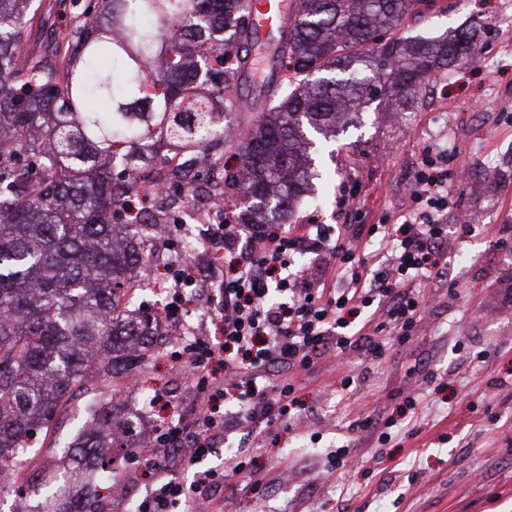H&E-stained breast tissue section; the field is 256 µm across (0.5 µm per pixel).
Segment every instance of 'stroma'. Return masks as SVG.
I'll return each mask as SVG.
<instances>
[{
	"instance_id": "1",
	"label": "stroma",
	"mask_w": 512,
	"mask_h": 512,
	"mask_svg": "<svg viewBox=\"0 0 512 512\" xmlns=\"http://www.w3.org/2000/svg\"><path fill=\"white\" fill-rule=\"evenodd\" d=\"M21 55L53 59L69 27L97 9V0H35ZM477 24L478 57L439 71L416 102L399 113L371 103L330 142L331 180L314 183L312 199L290 217L294 224H390L409 207L406 188L423 146L448 148L450 237H459V211L481 225L450 259V276L433 280L430 314L405 344L380 360L342 363L315 359L294 395L300 418L273 427L254 457L265 476L264 497L245 475L234 493L218 496L224 512H512V248L497 246L499 225H512V0H423L402 35L439 36ZM448 112V128L435 115ZM354 207L340 212V192ZM178 347L158 345L136 387L117 382L126 397L114 421L135 417L140 392L158 396L141 434L190 414L193 407ZM358 380L342 401V377ZM421 387L412 422L405 394ZM378 425L356 434L355 462L335 469L328 457L341 446V427L359 415ZM88 400L77 395L24 452L22 475L10 498L29 497V479L56 462L63 446L89 421Z\"/></svg>"
}]
</instances>
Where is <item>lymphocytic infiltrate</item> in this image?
<instances>
[{
    "label": "lymphocytic infiltrate",
    "instance_id": "obj_1",
    "mask_svg": "<svg viewBox=\"0 0 512 512\" xmlns=\"http://www.w3.org/2000/svg\"><path fill=\"white\" fill-rule=\"evenodd\" d=\"M409 199L403 222L356 224L347 237L324 224L216 225L222 276L201 290L216 293L217 313L211 325L189 327L181 356L194 408L137 452L135 476L152 489L135 512H210L228 474L251 471L241 448L220 466L199 468L218 438L245 425L258 443L275 421L295 419V381L323 353L378 358L408 341L423 304L414 282L447 269L448 170L433 149L421 151ZM228 382L236 394L225 391ZM185 465L194 469L188 482L173 475Z\"/></svg>",
    "mask_w": 512,
    "mask_h": 512
}]
</instances>
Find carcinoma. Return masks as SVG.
<instances>
[{"mask_svg":"<svg viewBox=\"0 0 512 512\" xmlns=\"http://www.w3.org/2000/svg\"><path fill=\"white\" fill-rule=\"evenodd\" d=\"M31 2L0 0V485L89 392L94 428L41 471L32 509L101 512L100 491L79 500L74 489L112 468L105 449L139 445L115 439V395L96 389L142 369L161 335L157 317H123L127 271L144 260L129 227L166 223L129 213L112 173L183 186L200 154L228 145L239 167L224 188L238 223L253 224L308 189L306 129L334 136L380 97L406 105L477 45L468 30L399 35L420 0H292L262 34L253 0H99L52 63L17 54ZM253 56L272 61L260 81ZM242 101L257 120L234 135L224 112Z\"/></svg>","mask_w":512,"mask_h":512,"instance_id":"cac0c4a2","label":"carcinoma"}]
</instances>
